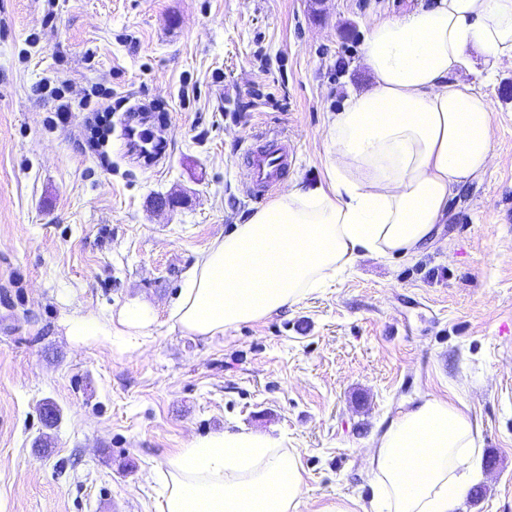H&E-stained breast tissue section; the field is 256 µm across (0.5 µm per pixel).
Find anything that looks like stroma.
I'll list each match as a JSON object with an SVG mask.
<instances>
[{
  "label": "stroma",
  "instance_id": "obj_1",
  "mask_svg": "<svg viewBox=\"0 0 512 512\" xmlns=\"http://www.w3.org/2000/svg\"><path fill=\"white\" fill-rule=\"evenodd\" d=\"M429 2L0 0V512H157L149 473L227 429L299 452L300 512L365 502L380 423L424 394L479 426L466 512H512L511 68L459 74L493 102L492 160L420 257L361 258L214 339L166 324L197 257L262 205L248 141L291 140L285 187L325 182L326 115L371 84L369 23ZM87 90L163 107V163L130 155L123 111L107 160L83 150ZM134 301L158 316L142 351L68 336Z\"/></svg>",
  "mask_w": 512,
  "mask_h": 512
}]
</instances>
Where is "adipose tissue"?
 Returning <instances> with one entry per match:
<instances>
[{
  "mask_svg": "<svg viewBox=\"0 0 512 512\" xmlns=\"http://www.w3.org/2000/svg\"><path fill=\"white\" fill-rule=\"evenodd\" d=\"M478 52L487 76L512 68V0H433L374 20L362 58L371 87L328 113L327 180L292 187L216 238L168 311L170 330L215 338L300 303L366 255H421L454 185L491 159L492 105L456 73ZM154 309L75 314L74 341L128 353L153 339ZM477 425L461 405L420 396L373 437L375 494L322 512H458L477 480ZM159 512H298L297 453L277 439L224 431L187 441L158 473Z\"/></svg>",
  "mask_w": 512,
  "mask_h": 512,
  "instance_id": "1",
  "label": "adipose tissue"
}]
</instances>
